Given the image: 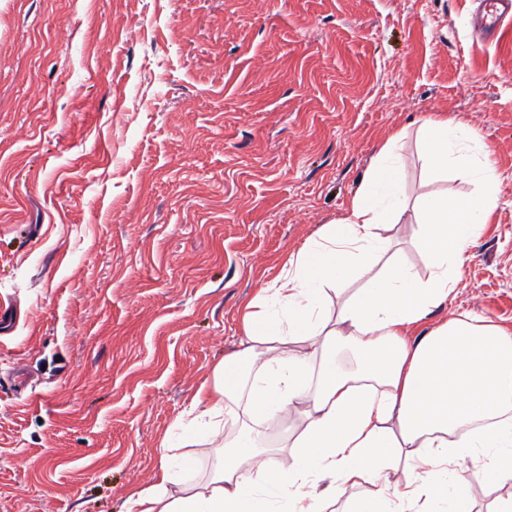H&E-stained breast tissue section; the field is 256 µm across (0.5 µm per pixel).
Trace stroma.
I'll use <instances>...</instances> for the list:
<instances>
[{"instance_id":"obj_1","label":"stroma","mask_w":512,"mask_h":512,"mask_svg":"<svg viewBox=\"0 0 512 512\" xmlns=\"http://www.w3.org/2000/svg\"><path fill=\"white\" fill-rule=\"evenodd\" d=\"M475 0H0V512H128L245 305L393 133L408 201L467 123L498 205L430 329L512 328V20ZM389 256L430 274L413 222ZM484 13L477 16L475 25L486 36H490L496 30L498 24L507 16H512L511 0H483Z\"/></svg>"}]
</instances>
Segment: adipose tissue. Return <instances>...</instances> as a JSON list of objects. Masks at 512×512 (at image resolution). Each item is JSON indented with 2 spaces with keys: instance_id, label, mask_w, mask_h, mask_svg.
<instances>
[{
  "instance_id": "1",
  "label": "adipose tissue",
  "mask_w": 512,
  "mask_h": 512,
  "mask_svg": "<svg viewBox=\"0 0 512 512\" xmlns=\"http://www.w3.org/2000/svg\"><path fill=\"white\" fill-rule=\"evenodd\" d=\"M425 126L428 165L477 180L482 191L408 205L390 137L346 216L292 253L270 294L246 306L239 349L177 420L220 440V467L208 482L187 484L194 458L165 441L153 484L128 498L134 512H327L347 494L349 512H463L472 481L512 479V329L466 315L422 327L457 287L463 256L497 207L496 174L463 152L462 121L435 116ZM409 212L430 276L386 263L330 315L331 291L371 269L388 248L382 227ZM339 346L353 350L352 367L336 360ZM239 401L249 422L222 440ZM289 413L295 436L283 465L266 455L251 422ZM396 452L409 462L404 484L359 494ZM476 458L481 466L462 475Z\"/></svg>"
}]
</instances>
